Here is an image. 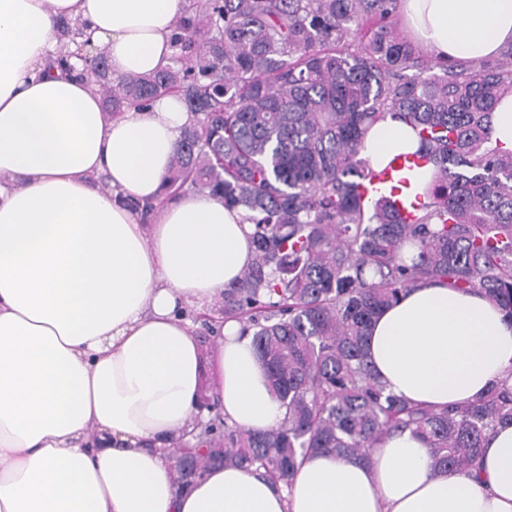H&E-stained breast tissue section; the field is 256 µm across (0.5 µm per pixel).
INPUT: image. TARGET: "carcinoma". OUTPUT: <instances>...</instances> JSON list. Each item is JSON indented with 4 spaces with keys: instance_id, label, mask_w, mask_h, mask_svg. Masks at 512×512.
Wrapping results in <instances>:
<instances>
[{
    "instance_id": "1",
    "label": "carcinoma",
    "mask_w": 512,
    "mask_h": 512,
    "mask_svg": "<svg viewBox=\"0 0 512 512\" xmlns=\"http://www.w3.org/2000/svg\"><path fill=\"white\" fill-rule=\"evenodd\" d=\"M396 11L397 0H197L165 68L109 84L104 61L85 59L109 112L180 97L197 122L166 190L207 192L254 225V259L224 290V319L252 337L285 418L222 436L200 425L197 447L177 451L181 487L214 463L286 483L312 454L365 460L411 426L436 471L467 474L487 432L512 424V386L421 407L385 393L366 358L374 317L423 281L480 291L512 318V149L491 125L512 94V46L502 63L437 74L396 31ZM388 114L414 130L412 155L431 171L422 187L405 175L420 199L410 224L355 191L378 174L362 152Z\"/></svg>"
}]
</instances>
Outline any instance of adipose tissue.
Listing matches in <instances>:
<instances>
[{"label":"adipose tissue","instance_id":"ef3b65f1","mask_svg":"<svg viewBox=\"0 0 512 512\" xmlns=\"http://www.w3.org/2000/svg\"><path fill=\"white\" fill-rule=\"evenodd\" d=\"M191 0H0V512H512V425L469 474L433 470L412 430L370 463L306 458L291 484L207 468L179 489L168 462L202 397L227 423L278 425L250 337L214 324L204 354L184 308L210 314L253 252L251 224L207 194L160 204L196 121L179 97L106 112L88 78L53 68L87 43L112 78L171 62ZM433 59L475 62L512 43V0H399ZM405 123L369 131L374 167L413 151ZM158 202L143 223L132 202ZM370 366L387 393L434 408L512 384V319L475 291L411 288L373 321Z\"/></svg>","mask_w":512,"mask_h":512}]
</instances>
